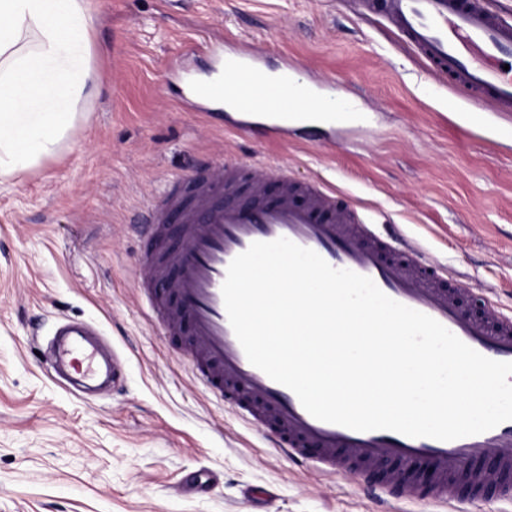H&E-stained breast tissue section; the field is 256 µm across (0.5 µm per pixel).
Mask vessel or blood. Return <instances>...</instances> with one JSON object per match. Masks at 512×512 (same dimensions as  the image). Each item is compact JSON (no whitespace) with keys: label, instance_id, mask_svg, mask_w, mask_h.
<instances>
[{"label":"vessel or blood","instance_id":"obj_1","mask_svg":"<svg viewBox=\"0 0 512 512\" xmlns=\"http://www.w3.org/2000/svg\"><path fill=\"white\" fill-rule=\"evenodd\" d=\"M359 17L386 19L437 78L473 111L512 113V20L488 0H354ZM213 66L247 79L254 106L228 100L222 82L195 83L196 105L232 110L230 127L254 138L288 141L296 132H350L367 120L353 104L324 93L303 73L271 72L248 47L212 48ZM319 111H312V103ZM141 228L143 271L135 278L165 334H186L194 375L206 390L257 430L273 436L289 459L324 475L351 471L383 497L401 484L402 500H431L455 512L466 500L498 497L512 485V420L452 441L388 430L359 432L311 416L295 393L247 359L225 309L229 263L255 242L284 237L329 265L371 278L391 299L434 318L483 356L512 362V315L465 311L473 287L428 261L406 239L366 223L350 197L313 179L297 180L278 164L202 162L172 177L131 217ZM89 325L64 328L56 362L72 379L119 374L118 358L96 359ZM489 469H482V462Z\"/></svg>","mask_w":512,"mask_h":512}]
</instances>
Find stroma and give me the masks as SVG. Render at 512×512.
<instances>
[{"instance_id":"obj_1","label":"stroma","mask_w":512,"mask_h":512,"mask_svg":"<svg viewBox=\"0 0 512 512\" xmlns=\"http://www.w3.org/2000/svg\"><path fill=\"white\" fill-rule=\"evenodd\" d=\"M91 81L70 136L0 178V512H378L350 475L273 448L193 377L187 337L139 299L131 214L204 160L280 163L396 225L428 260L512 312V142L461 121L465 106L383 20L343 0H90ZM290 62L368 121L334 136L254 142L188 104L211 77L201 37ZM64 319L99 326L121 380L98 396L52 377Z\"/></svg>"}]
</instances>
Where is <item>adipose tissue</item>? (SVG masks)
<instances>
[{
	"instance_id": "obj_1",
	"label": "adipose tissue",
	"mask_w": 512,
	"mask_h": 512,
	"mask_svg": "<svg viewBox=\"0 0 512 512\" xmlns=\"http://www.w3.org/2000/svg\"><path fill=\"white\" fill-rule=\"evenodd\" d=\"M97 23L86 0H0V174L55 155L76 117Z\"/></svg>"
}]
</instances>
